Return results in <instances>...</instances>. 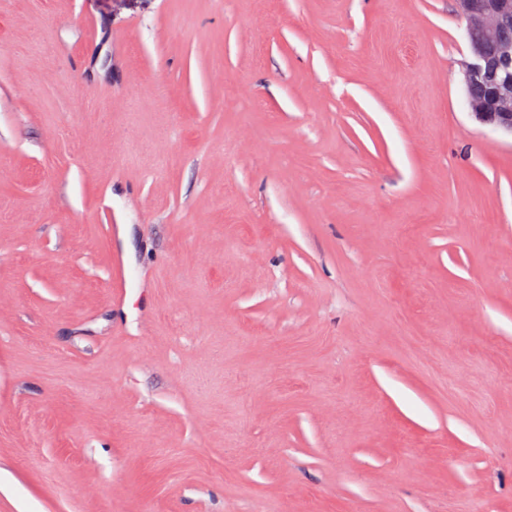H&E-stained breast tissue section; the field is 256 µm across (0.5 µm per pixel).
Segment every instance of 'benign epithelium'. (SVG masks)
<instances>
[{
    "label": "benign epithelium",
    "mask_w": 512,
    "mask_h": 512,
    "mask_svg": "<svg viewBox=\"0 0 512 512\" xmlns=\"http://www.w3.org/2000/svg\"><path fill=\"white\" fill-rule=\"evenodd\" d=\"M470 61L463 76L470 114L512 136V0H455Z\"/></svg>",
    "instance_id": "7a95c632"
}]
</instances>
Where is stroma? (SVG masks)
Instances as JSON below:
<instances>
[{
  "instance_id": "stroma-1",
  "label": "stroma",
  "mask_w": 512,
  "mask_h": 512,
  "mask_svg": "<svg viewBox=\"0 0 512 512\" xmlns=\"http://www.w3.org/2000/svg\"><path fill=\"white\" fill-rule=\"evenodd\" d=\"M469 56L454 0H0V512H512Z\"/></svg>"
}]
</instances>
